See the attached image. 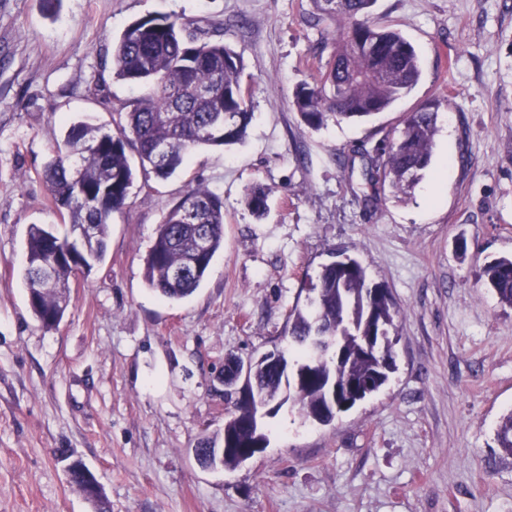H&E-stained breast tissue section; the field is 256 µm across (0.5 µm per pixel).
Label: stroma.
I'll list each match as a JSON object with an SVG mask.
<instances>
[{"label": "stroma", "instance_id": "35a3bbf8", "mask_svg": "<svg viewBox=\"0 0 512 512\" xmlns=\"http://www.w3.org/2000/svg\"><path fill=\"white\" fill-rule=\"evenodd\" d=\"M312 0H0V512H94L81 460L111 512H512V461L494 464L512 413V308L480 275L512 256V0H377L418 52L421 77L390 110L304 125L291 105L319 78L330 29ZM151 13L230 45L254 119L242 143L191 153L171 177L137 172L105 254L80 274L56 328L28 306L27 228L58 236L44 165L69 125L140 87L112 73L123 29ZM438 102L430 165L407 193L365 203L357 147ZM270 190L256 219L243 199ZM224 199V248L170 302L145 281L168 208L191 187ZM400 310L396 370L329 425L282 408L269 444L224 471L192 450L224 426L217 374L271 349L337 253Z\"/></svg>", "mask_w": 512, "mask_h": 512}]
</instances>
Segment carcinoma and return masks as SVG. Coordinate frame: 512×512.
Returning <instances> with one entry per match:
<instances>
[{"mask_svg": "<svg viewBox=\"0 0 512 512\" xmlns=\"http://www.w3.org/2000/svg\"><path fill=\"white\" fill-rule=\"evenodd\" d=\"M376 0H314L315 23L336 22L333 52L319 64V80L301 83L292 106L301 121L318 130L329 119L364 120L390 108L408 95L421 76L415 47L397 30L381 27L371 18ZM117 79L147 88L134 102L112 107L115 131L103 132L80 121L70 126L63 146L43 169L51 200L64 210L73 227L88 224L95 245L88 258L73 250L70 258H56L51 246L54 231L32 224L27 231L26 283H35L44 266L51 267V283L33 292L29 308L44 329L60 322L71 288L73 266L89 271L104 253V235L112 213L121 210L135 180L129 152L141 167L162 178L173 175L197 150L226 147L244 140L254 118L240 76L242 60L222 41L203 40L187 22L166 14L141 17L122 31L112 54ZM439 106L423 104L407 113L401 128L385 133L362 157L365 200L374 205L386 189L403 193L431 161ZM169 144L165 162L156 159V145ZM269 192L255 186L245 194L247 209L258 219L268 211ZM224 248V201L198 186L168 208L146 257L145 280L161 297L177 301L191 295L204 280L211 262ZM485 285L500 303L512 308V257H502L483 272ZM316 296L306 308L288 314L292 359L305 365L309 353L304 340L317 331L336 340V375L331 369H306L293 390L263 364L254 367L259 384L283 399L306 421L328 403V385L336 382V404L358 402L377 392L395 368L388 327L397 314L394 302L381 287L370 289L365 269L357 260L339 271L323 266ZM233 405L224 432L212 443H247L252 432ZM503 456L512 459V413L497 431Z\"/></svg>", "mask_w": 512, "mask_h": 512, "instance_id": "cac0c4a2", "label": "carcinoma"}]
</instances>
